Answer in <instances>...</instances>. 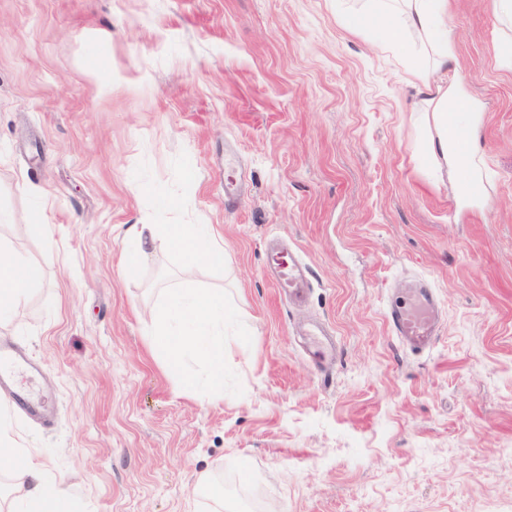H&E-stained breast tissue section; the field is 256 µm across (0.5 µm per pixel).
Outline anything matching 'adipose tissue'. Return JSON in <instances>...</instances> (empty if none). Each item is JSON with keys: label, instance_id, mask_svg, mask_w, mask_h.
Here are the masks:
<instances>
[{"label": "adipose tissue", "instance_id": "1", "mask_svg": "<svg viewBox=\"0 0 512 512\" xmlns=\"http://www.w3.org/2000/svg\"><path fill=\"white\" fill-rule=\"evenodd\" d=\"M383 26V48L404 55L426 95L429 150L436 172L469 169L474 155L465 150L480 126L482 102L462 80L445 81L454 46L448 35V0H362L350 17L361 26L370 17ZM427 64H418L419 54ZM170 248L186 265L223 256L222 244L207 224H167ZM42 279L40 268L0 244V317L7 315ZM223 295L191 288L168 289L156 315L154 344L169 364L177 366L188 353L205 357L214 379L224 378ZM0 464L21 481L10 492L7 512H68L69 494L62 482L49 478L34 448L15 444L11 425L0 417Z\"/></svg>", "mask_w": 512, "mask_h": 512}]
</instances>
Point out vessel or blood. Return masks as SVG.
Wrapping results in <instances>:
<instances>
[{"mask_svg": "<svg viewBox=\"0 0 512 512\" xmlns=\"http://www.w3.org/2000/svg\"><path fill=\"white\" fill-rule=\"evenodd\" d=\"M267 266L274 272L277 288L289 297L302 296L309 287V270L296 253L271 251ZM386 322L393 336L402 345L415 352L432 346L439 330V311L434 294L414 285L405 288L400 301L386 311ZM26 357L18 351L0 352V391L8 392L13 401L26 410L34 404L28 393L14 383V367L26 364Z\"/></svg>", "mask_w": 512, "mask_h": 512, "instance_id": "1", "label": "vessel or blood"}]
</instances>
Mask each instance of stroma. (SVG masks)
<instances>
[{
  "instance_id": "stroma-1",
  "label": "stroma",
  "mask_w": 512,
  "mask_h": 512,
  "mask_svg": "<svg viewBox=\"0 0 512 512\" xmlns=\"http://www.w3.org/2000/svg\"><path fill=\"white\" fill-rule=\"evenodd\" d=\"M354 3L0 0V240L42 271L0 344L43 368L54 418L0 411L71 512H209L204 472L227 512H512V25L448 0V75L485 105L464 197ZM135 224L212 225L224 257L186 273L158 236L127 266ZM273 243L308 265L302 300L277 292ZM415 277L442 310L420 355L384 318ZM187 282L232 312L217 388L153 344Z\"/></svg>"
}]
</instances>
